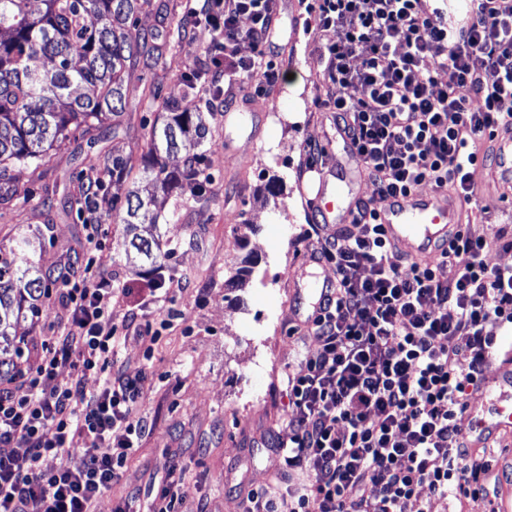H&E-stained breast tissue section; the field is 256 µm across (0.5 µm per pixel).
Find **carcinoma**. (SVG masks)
Masks as SVG:
<instances>
[{"label": "carcinoma", "instance_id": "1", "mask_svg": "<svg viewBox=\"0 0 512 512\" xmlns=\"http://www.w3.org/2000/svg\"><path fill=\"white\" fill-rule=\"evenodd\" d=\"M0 0V189L10 187L14 167L45 165L50 151L82 126L91 133L110 124L122 109L130 69L155 51L135 28L134 15L150 0ZM80 88L87 89L83 94ZM202 97L193 81L184 83L180 99L168 101V121L145 134L143 174L155 188L180 195L203 196L210 181L201 154L194 169L169 171L154 163L163 154L195 150L206 138ZM153 198L130 189L123 223L132 234L129 248L148 265L147 274L165 267L167 253L155 240L136 233L154 224ZM49 284L39 270H24L0 255V352L12 346V330L39 312Z\"/></svg>", "mask_w": 512, "mask_h": 512}]
</instances>
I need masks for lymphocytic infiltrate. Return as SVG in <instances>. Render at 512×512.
Masks as SVG:
<instances>
[{"mask_svg":"<svg viewBox=\"0 0 512 512\" xmlns=\"http://www.w3.org/2000/svg\"><path fill=\"white\" fill-rule=\"evenodd\" d=\"M276 9L277 0H201L191 12L190 24L224 34L221 55L197 73L211 101L231 77L275 80L239 44L262 48ZM312 13L330 35L324 108L375 195L429 184L471 197L476 141L512 121V0H473L454 24L427 0H317ZM438 66L469 98L438 86ZM377 217L359 199L351 227L307 232L336 288L313 322V350L287 377L288 437L276 446L307 478L249 493L244 512H404L412 500L429 512L432 498L486 489L491 465L464 448L461 417L498 331L512 330V266H488L486 239L466 231L437 261L390 262ZM107 237L91 225L83 268L51 283L50 297L68 310L62 331L36 337L0 379V512H95L145 431L136 413L147 374L115 366V285L99 271ZM447 264L454 275L444 281L437 271ZM65 368L71 380L57 383ZM77 448L79 469L48 466Z\"/></svg>","mask_w":512,"mask_h":512,"instance_id":"1","label":"lymphocytic infiltrate"}]
</instances>
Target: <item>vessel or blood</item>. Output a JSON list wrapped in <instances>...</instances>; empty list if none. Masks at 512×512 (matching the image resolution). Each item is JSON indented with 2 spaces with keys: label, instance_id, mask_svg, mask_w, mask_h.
<instances>
[{
  "label": "vessel or blood",
  "instance_id": "obj_1",
  "mask_svg": "<svg viewBox=\"0 0 512 512\" xmlns=\"http://www.w3.org/2000/svg\"><path fill=\"white\" fill-rule=\"evenodd\" d=\"M494 158L493 175L511 200L512 125L497 130ZM316 173L311 202L323 223H350L351 205L341 194L328 192L324 167H317ZM378 220L396 250L419 261H433L439 256L438 244L447 241L462 224L463 210L449 198L447 190L437 189L427 195L388 198L378 212ZM481 396V402L467 403L464 414L466 445L473 449L488 446L503 434L512 437V348L505 351L495 380L483 382Z\"/></svg>",
  "mask_w": 512,
  "mask_h": 512
}]
</instances>
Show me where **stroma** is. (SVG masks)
Instances as JSON below:
<instances>
[{"label": "stroma", "mask_w": 512, "mask_h": 512, "mask_svg": "<svg viewBox=\"0 0 512 512\" xmlns=\"http://www.w3.org/2000/svg\"><path fill=\"white\" fill-rule=\"evenodd\" d=\"M195 6V0H151L137 14L139 32H165L167 49L159 60L141 59L130 75L118 129H104L93 141L75 131L49 164L15 168V186L29 202L0 198V252L16 267L37 266L51 279L81 266L87 229L74 198L83 188V161L92 159L107 179L113 158L140 162L144 126L165 120L167 101L180 94L184 76L204 64L213 43L204 26L169 29L171 16L187 17ZM308 18L302 0H281L265 49L277 79L263 87L247 79L232 85L240 97L259 103L254 123L241 131L225 127L223 102L208 104L202 152L212 180L203 201L187 194L167 198L159 225L140 229L146 237L159 235L162 250L173 256L164 306L145 315L160 327L159 338L129 341L118 357L128 372L149 375L138 408L146 431L97 512H112L114 501L126 496L135 512H147L176 460L187 489L182 512H195L201 501L208 512H242L250 490L282 477L274 446L288 437L281 425L288 403L284 382L303 346L293 332L303 319L294 285L305 272L335 276L331 266L310 263L312 247L303 237L315 221L304 146L326 144L334 131L322 107L330 93L320 57L328 36ZM471 180L468 229L487 238L488 265L510 266L512 249L503 248L496 230L512 226V201L500 197L485 167L472 168ZM122 217V210L112 212L102 253L103 274L128 289L112 299L116 324L145 285L138 261L125 253ZM20 234L39 237L40 248L14 250ZM248 262L253 269L242 285L227 287L231 272Z\"/></svg>", "instance_id": "stroma-1"}]
</instances>
